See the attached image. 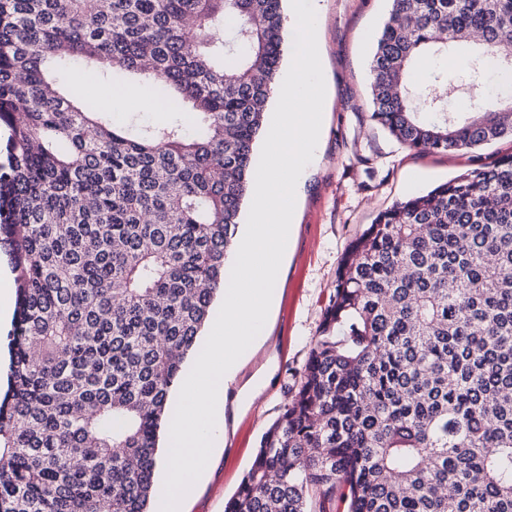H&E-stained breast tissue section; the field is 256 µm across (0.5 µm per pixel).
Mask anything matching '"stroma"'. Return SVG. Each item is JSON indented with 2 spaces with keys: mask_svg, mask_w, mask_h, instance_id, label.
<instances>
[{
  "mask_svg": "<svg viewBox=\"0 0 512 512\" xmlns=\"http://www.w3.org/2000/svg\"><path fill=\"white\" fill-rule=\"evenodd\" d=\"M318 42L325 75L322 142L317 161L298 190L293 245L282 263V296L270 320V341L239 374L240 383L267 379L264 398L249 411H228V437L213 470L191 493L187 512H224V504L250 468L262 434L282 413L336 286L338 263L349 243L378 212L460 174L512 154V140L449 153L401 146L371 117L369 63L391 8L390 0H318ZM96 100H109L120 116L166 120L143 110L150 95L139 82L124 94L95 83Z\"/></svg>",
  "mask_w": 512,
  "mask_h": 512,
  "instance_id": "stroma-1",
  "label": "stroma"
}]
</instances>
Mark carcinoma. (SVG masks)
Wrapping results in <instances>:
<instances>
[{"instance_id": "carcinoma-1", "label": "carcinoma", "mask_w": 512, "mask_h": 512, "mask_svg": "<svg viewBox=\"0 0 512 512\" xmlns=\"http://www.w3.org/2000/svg\"><path fill=\"white\" fill-rule=\"evenodd\" d=\"M287 0H0V245L17 308L0 512H149L175 382L229 278ZM372 117L416 151L512 137V0H391ZM467 54L473 93L428 69ZM138 76L181 118L59 82ZM512 512V154L348 247L283 413L224 512Z\"/></svg>"}]
</instances>
